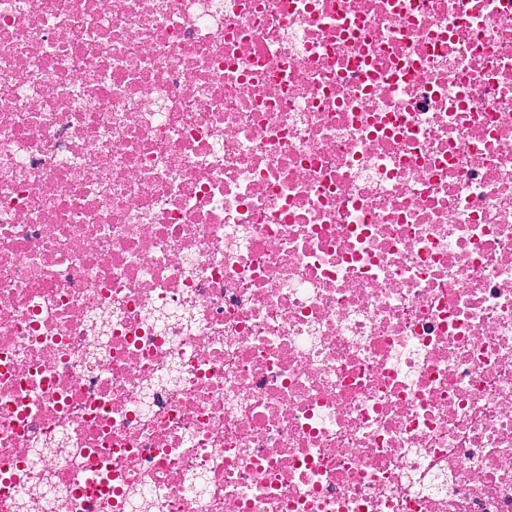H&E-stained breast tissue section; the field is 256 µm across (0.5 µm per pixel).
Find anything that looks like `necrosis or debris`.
Returning <instances> with one entry per match:
<instances>
[{"label": "necrosis or debris", "instance_id": "4bbe7bcc", "mask_svg": "<svg viewBox=\"0 0 512 512\" xmlns=\"http://www.w3.org/2000/svg\"><path fill=\"white\" fill-rule=\"evenodd\" d=\"M0 512H512V0H0Z\"/></svg>", "mask_w": 512, "mask_h": 512}]
</instances>
